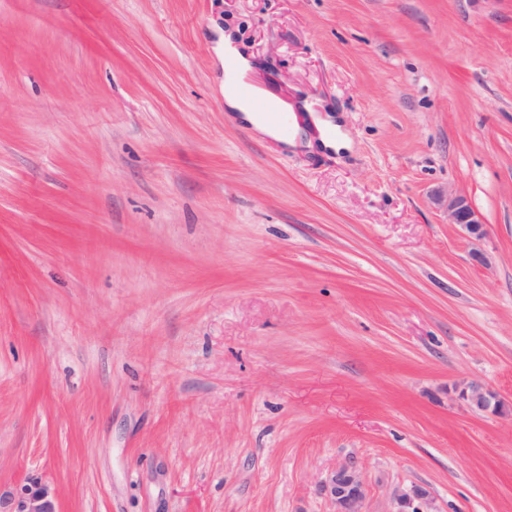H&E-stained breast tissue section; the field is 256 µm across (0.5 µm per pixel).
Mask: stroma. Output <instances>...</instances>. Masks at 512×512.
<instances>
[{
  "instance_id": "1",
  "label": "stroma",
  "mask_w": 512,
  "mask_h": 512,
  "mask_svg": "<svg viewBox=\"0 0 512 512\" xmlns=\"http://www.w3.org/2000/svg\"><path fill=\"white\" fill-rule=\"evenodd\" d=\"M227 30L295 147L226 111ZM471 382L512 406V0H0L1 486L336 512L353 463L364 512H512ZM446 208L449 224L460 226L468 235L476 239H481L487 234L485 224L479 220L461 195L448 194ZM321 492L333 499L336 512H364L367 486L353 463L337 467L333 475L321 484Z\"/></svg>"
}]
</instances>
